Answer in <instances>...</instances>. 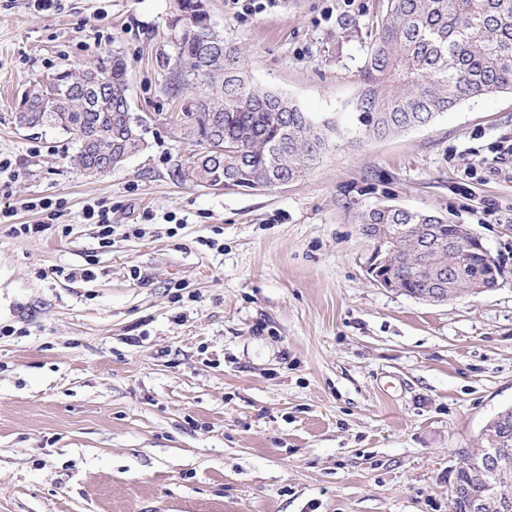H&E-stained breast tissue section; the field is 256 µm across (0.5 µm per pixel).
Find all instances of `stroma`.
Returning a JSON list of instances; mask_svg holds the SVG:
<instances>
[{
    "label": "stroma",
    "instance_id": "obj_1",
    "mask_svg": "<svg viewBox=\"0 0 512 512\" xmlns=\"http://www.w3.org/2000/svg\"><path fill=\"white\" fill-rule=\"evenodd\" d=\"M207 0L250 80L313 119L351 109L385 0ZM177 0H0V512H450L464 453L512 407V93L341 142L298 180L212 190L172 94ZM121 52L146 146L70 163L17 128L29 85ZM65 203L55 220L27 199ZM112 205L99 244L86 205ZM398 205L478 234L498 288L442 303L381 287L361 215ZM95 277L78 278L83 268Z\"/></svg>",
    "mask_w": 512,
    "mask_h": 512
}]
</instances>
